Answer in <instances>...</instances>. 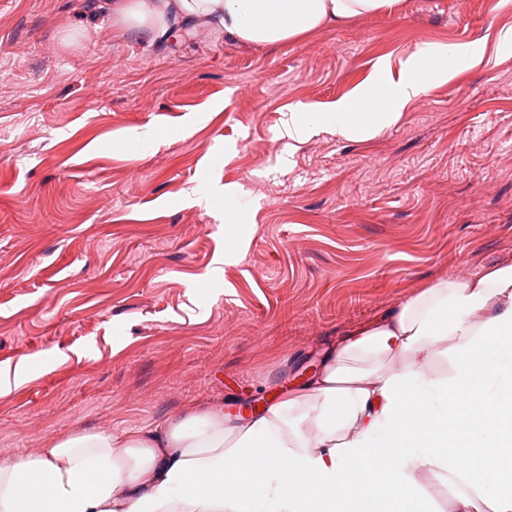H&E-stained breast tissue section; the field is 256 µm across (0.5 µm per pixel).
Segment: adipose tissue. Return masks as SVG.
I'll use <instances>...</instances> for the list:
<instances>
[{
	"label": "adipose tissue",
	"mask_w": 512,
	"mask_h": 512,
	"mask_svg": "<svg viewBox=\"0 0 512 512\" xmlns=\"http://www.w3.org/2000/svg\"><path fill=\"white\" fill-rule=\"evenodd\" d=\"M398 2L91 5L151 43L205 27L275 45ZM449 60L447 48L425 50L334 111L294 113L286 133L328 123L345 138L377 134ZM425 475L447 488V505ZM0 512H512V263L433 281L351 329L307 383L261 408L192 401L149 430H79L0 455Z\"/></svg>",
	"instance_id": "adipose-tissue-1"
}]
</instances>
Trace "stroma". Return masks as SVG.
Returning <instances> with one entry per match:
<instances>
[{"label":"stroma","instance_id":"35a3bbf8","mask_svg":"<svg viewBox=\"0 0 512 512\" xmlns=\"http://www.w3.org/2000/svg\"><path fill=\"white\" fill-rule=\"evenodd\" d=\"M89 7L0 0L4 452L261 406L434 279L512 261V0H400L275 46H150ZM433 46L481 56L378 135L284 136ZM202 170L226 218L191 202Z\"/></svg>","mask_w":512,"mask_h":512}]
</instances>
